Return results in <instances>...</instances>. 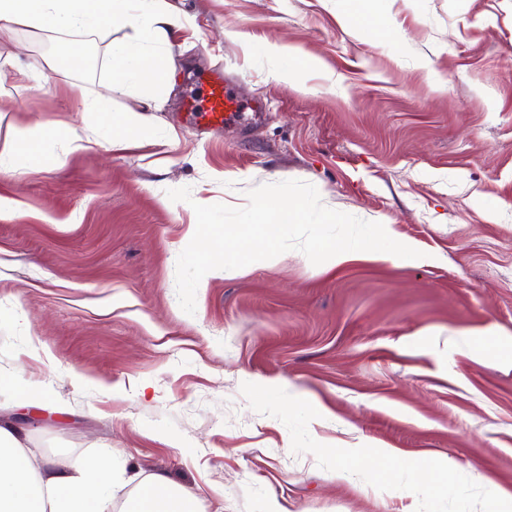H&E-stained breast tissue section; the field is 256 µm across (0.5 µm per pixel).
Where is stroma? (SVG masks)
<instances>
[{"instance_id":"1","label":"stroma","mask_w":512,"mask_h":512,"mask_svg":"<svg viewBox=\"0 0 512 512\" xmlns=\"http://www.w3.org/2000/svg\"><path fill=\"white\" fill-rule=\"evenodd\" d=\"M172 2L183 25L155 134L73 153L62 141V167L0 172V377L57 406L1 396L0 423L33 448L165 474L202 512H400L404 476L382 448L418 470L462 464L415 512H477L493 486L512 489V350L477 359L459 343L512 340V0ZM385 13L391 33L358 34ZM116 37L1 31L0 136L67 125L93 139L140 111L139 91L111 86ZM90 42L96 64L65 71L68 46ZM270 42L314 66L285 83ZM218 67L254 117L192 126L184 99ZM74 84L101 113L84 115ZM284 180L391 225L421 258L328 267L291 250L209 280L184 313L176 263L196 216L162 196L187 186L242 207ZM281 383L331 420L256 393ZM354 445L364 462L336 481L333 455Z\"/></svg>"}]
</instances>
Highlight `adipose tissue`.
<instances>
[{"mask_svg":"<svg viewBox=\"0 0 512 512\" xmlns=\"http://www.w3.org/2000/svg\"><path fill=\"white\" fill-rule=\"evenodd\" d=\"M112 23L131 29L110 50L112 82L150 86L162 79L161 52L181 19L169 0H0V28L23 25L33 30L93 33ZM67 142L70 151L85 142L65 126L15 130L0 141V172L42 165L51 147ZM35 454L16 432L0 426V512H112L126 482L109 454L79 461ZM136 491L122 512H199L195 496L161 474L135 477Z\"/></svg>","mask_w":512,"mask_h":512,"instance_id":"ef3b65f1","label":"adipose tissue"}]
</instances>
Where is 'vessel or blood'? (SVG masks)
Segmentation results:
<instances>
[{
    "mask_svg": "<svg viewBox=\"0 0 512 512\" xmlns=\"http://www.w3.org/2000/svg\"><path fill=\"white\" fill-rule=\"evenodd\" d=\"M242 105L231 93L223 70L212 71L198 83L186 101V111L192 123L204 128H221L239 117Z\"/></svg>",
    "mask_w": 512,
    "mask_h": 512,
    "instance_id": "vessel-or-blood-1",
    "label": "vessel or blood"
}]
</instances>
